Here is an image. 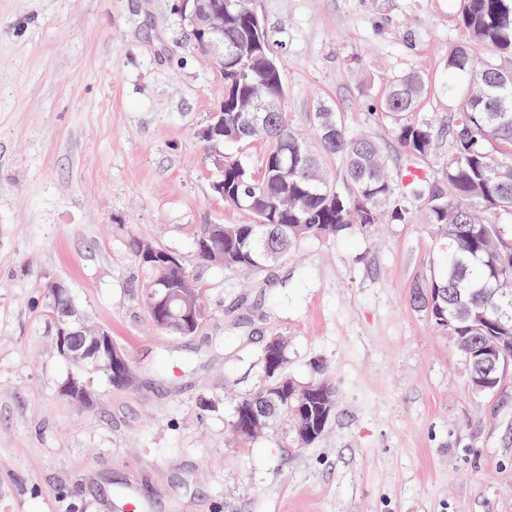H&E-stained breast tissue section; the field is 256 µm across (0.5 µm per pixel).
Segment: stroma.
Masks as SVG:
<instances>
[{"mask_svg": "<svg viewBox=\"0 0 512 512\" xmlns=\"http://www.w3.org/2000/svg\"><path fill=\"white\" fill-rule=\"evenodd\" d=\"M179 0H0V512H512V367L475 391L460 352L414 301L437 240L412 220L311 242L257 273L200 261L201 224L250 215L212 189L214 154L259 170L266 144L212 151L199 137L221 77L188 39ZM274 40L289 124L318 104L409 163L380 102L392 77L432 83L417 112L438 179L461 93L448 74L463 0H251ZM149 238L196 277L209 312L168 336L142 301L149 276L126 247ZM124 352L133 377L104 375L79 403L57 351L51 281ZM287 371L336 387L314 444L279 425L246 443L238 399L262 384L270 337Z\"/></svg>", "mask_w": 512, "mask_h": 512, "instance_id": "1", "label": "stroma"}]
</instances>
